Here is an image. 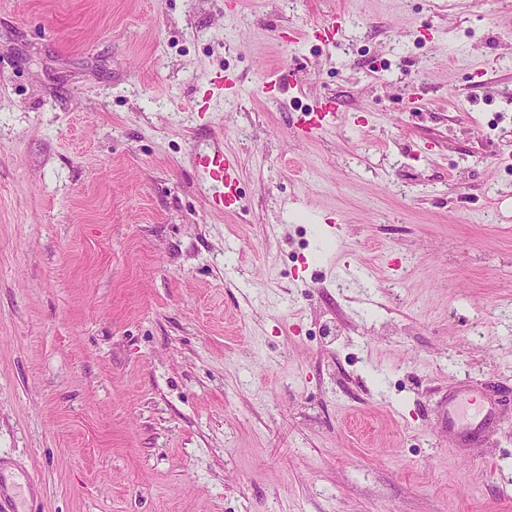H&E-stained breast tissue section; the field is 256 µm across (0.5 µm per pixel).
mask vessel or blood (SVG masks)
I'll list each match as a JSON object with an SVG mask.
<instances>
[{"label":"vessel or blood","mask_w":512,"mask_h":512,"mask_svg":"<svg viewBox=\"0 0 512 512\" xmlns=\"http://www.w3.org/2000/svg\"><path fill=\"white\" fill-rule=\"evenodd\" d=\"M335 103L327 102L302 115L293 117L292 133L300 140L312 138L336 117ZM195 168L201 182L212 192L209 207L217 214H227L237 203V168L233 159L221 148L202 151L195 156ZM448 441L455 446L484 442L501 422L498 403L486 400L481 392L461 383L449 389L444 409Z\"/></svg>","instance_id":"obj_1"}]
</instances>
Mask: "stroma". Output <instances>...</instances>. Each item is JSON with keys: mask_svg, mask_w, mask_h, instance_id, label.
I'll return each mask as SVG.
<instances>
[{"mask_svg": "<svg viewBox=\"0 0 512 512\" xmlns=\"http://www.w3.org/2000/svg\"><path fill=\"white\" fill-rule=\"evenodd\" d=\"M0 512H512V0H0ZM337 107L334 102H326L320 107L305 112L300 117H292V133L299 140L312 138L319 130L336 118ZM195 168L201 182L213 188L208 201L210 210L216 214H228L237 203V168L233 159L224 150L214 147L198 152ZM448 442L454 446L483 443L488 434L501 423L499 404L485 399L467 383L448 390L444 409Z\"/></svg>", "mask_w": 512, "mask_h": 512, "instance_id": "stroma-1", "label": "stroma"}]
</instances>
